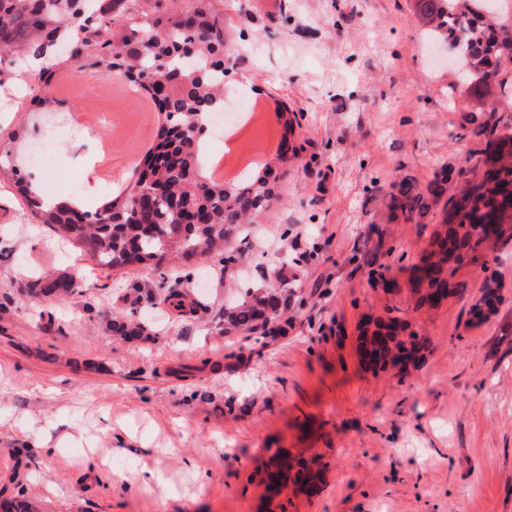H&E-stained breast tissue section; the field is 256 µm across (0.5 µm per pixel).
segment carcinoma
I'll return each instance as SVG.
<instances>
[{"label":"carcinoma","instance_id":"cac0c4a2","mask_svg":"<svg viewBox=\"0 0 512 512\" xmlns=\"http://www.w3.org/2000/svg\"><path fill=\"white\" fill-rule=\"evenodd\" d=\"M95 2L94 8L83 11L81 0H0V87L37 75L39 81L30 85V104L47 110L54 100L40 94V84L48 83L63 65L106 75L121 67L127 81L149 95L145 80L160 64L166 67L171 93L156 107L164 113L168 127L145 156L144 169L123 199L114 198L89 213L65 204L48 208L28 191L25 200L34 216L60 237L82 244L97 265L108 269L147 261L159 264L172 253L188 260L246 234L245 224L264 208L265 191L258 184L261 176H270V165L261 172L247 169L231 185L208 181L199 149L185 161L195 170V181L186 178L181 167L154 165L161 148L183 141L198 123L224 107V71L205 69L210 56L223 65L232 57L224 46V10L215 6L217 0H169L163 10L151 13L137 0ZM419 2L439 39L468 46L471 68L466 73L476 83L496 76L509 39L483 18L455 10L448 0ZM511 124L512 115L503 113L493 124L478 127L476 135L487 138L481 153L483 164L493 169L492 178L468 181L459 195L448 199L441 219L446 230L434 234L411 282L416 307L439 305L440 293L445 299L464 294L465 284L452 281L454 269L449 263L475 258L487 241L503 233L512 209V136L498 135V127ZM157 186L165 196L156 198L147 212L136 209L134 198L139 192ZM171 197L191 199L206 215V223H182V215L170 208ZM393 204L403 210L427 209L424 198L412 195L405 182L400 183ZM55 293H71V282L58 278L31 290L34 298ZM495 302L496 290L488 285L471 308L473 318L484 316ZM287 309L286 296H257L247 290L242 300L224 308V321L236 330L254 333L281 318L277 331L283 334L290 322ZM373 325L372 330H362L360 344L369 340L379 344L373 351L376 367L404 369L429 348L427 337L408 331L397 317L376 320Z\"/></svg>","mask_w":512,"mask_h":512}]
</instances>
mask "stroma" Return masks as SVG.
Segmentation results:
<instances>
[{"mask_svg": "<svg viewBox=\"0 0 512 512\" xmlns=\"http://www.w3.org/2000/svg\"><path fill=\"white\" fill-rule=\"evenodd\" d=\"M224 40L236 55L225 101L264 100L288 155L235 245L239 277L222 279L220 254L98 267L0 175V500L24 492L35 512H512V229L458 265L464 295L417 311L409 284L489 113L415 0H224ZM114 85L51 78L55 113L29 111L22 86L0 89V144L18 154L42 136L63 159L38 193L91 212L111 198L109 170L86 181V160L133 142L113 126L59 140L53 122L112 110ZM404 179L425 215L392 203ZM279 271L287 333L259 344L228 329L225 302L266 292ZM377 271L392 291L372 283ZM48 274L73 292L30 298ZM488 284L497 308L473 319ZM173 288L198 311L168 307ZM396 310L429 349L405 374L368 370L359 327ZM112 321L148 334L122 339ZM34 421L45 447L28 445ZM278 450L291 465L320 458L313 492L289 484L268 499ZM145 463L168 488L131 483Z\"/></svg>", "mask_w": 512, "mask_h": 512, "instance_id": "obj_1", "label": "stroma"}]
</instances>
